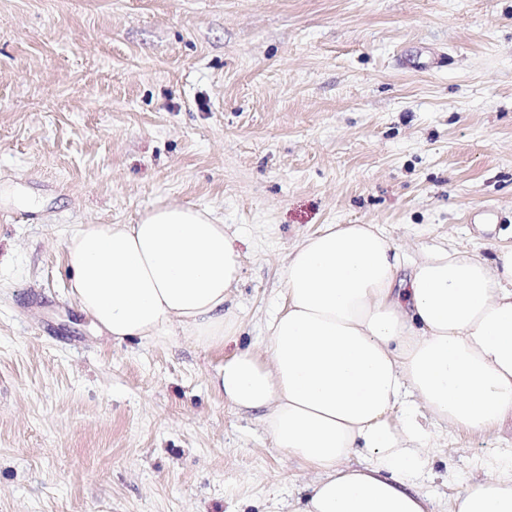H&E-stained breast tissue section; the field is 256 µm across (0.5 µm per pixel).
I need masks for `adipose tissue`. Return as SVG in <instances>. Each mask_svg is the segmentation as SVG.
<instances>
[{
	"label": "adipose tissue",
	"instance_id": "ef3b65f1",
	"mask_svg": "<svg viewBox=\"0 0 512 512\" xmlns=\"http://www.w3.org/2000/svg\"><path fill=\"white\" fill-rule=\"evenodd\" d=\"M64 254L79 312L112 339L180 327L212 347L236 333L224 301L239 253L207 210L80 224ZM268 343L269 360L238 351L213 385L261 412L276 446L315 473L294 512H433L413 488L430 440L422 412L471 431L512 417V247L489 259L439 248L409 264L376 225H327L288 253ZM489 469L450 512H512V462Z\"/></svg>",
	"mask_w": 512,
	"mask_h": 512
}]
</instances>
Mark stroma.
I'll return each mask as SVG.
<instances>
[{
	"mask_svg": "<svg viewBox=\"0 0 512 512\" xmlns=\"http://www.w3.org/2000/svg\"><path fill=\"white\" fill-rule=\"evenodd\" d=\"M162 204L237 236L223 347L112 341L68 295L75 225ZM328 224L512 246V0H0V512H286L298 463L212 379ZM430 431L435 512L512 455L511 420Z\"/></svg>",
	"mask_w": 512,
	"mask_h": 512,
	"instance_id": "35a3bbf8",
	"label": "stroma"
}]
</instances>
